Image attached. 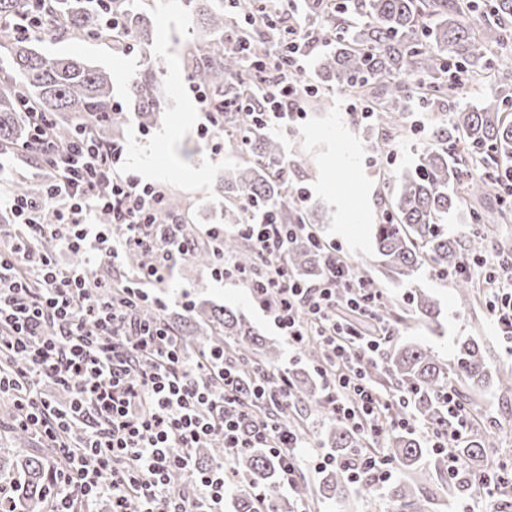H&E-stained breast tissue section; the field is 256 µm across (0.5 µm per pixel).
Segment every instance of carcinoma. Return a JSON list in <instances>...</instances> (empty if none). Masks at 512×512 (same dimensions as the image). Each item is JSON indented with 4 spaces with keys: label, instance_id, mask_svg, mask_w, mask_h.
Returning a JSON list of instances; mask_svg holds the SVG:
<instances>
[{
    "label": "carcinoma",
    "instance_id": "1",
    "mask_svg": "<svg viewBox=\"0 0 512 512\" xmlns=\"http://www.w3.org/2000/svg\"><path fill=\"white\" fill-rule=\"evenodd\" d=\"M0 0V151L16 154L32 139V126L25 115L27 107L50 116L52 137L66 142L90 125L96 138L110 142L120 138L126 122L125 112L112 111L110 75L91 65L70 58H46L13 27L16 17L39 16L38 28L61 31L74 40L91 37L112 38L104 19L107 9L115 7L123 28L136 41L150 44L151 22L143 12L129 9L127 0ZM210 7L198 13L202 35L185 53L189 78L206 89L218 103H228L224 112V132L249 136L243 159L212 185L213 195L224 199V223L244 222L243 208L231 203L238 197L248 199L256 213L272 212L278 224H304L306 216L289 189L288 167L280 138L257 124L253 110L257 98L242 81L234 80L252 65L268 63V43L243 31L236 46L228 49L215 41L224 32L228 16L247 19L262 10V17L278 25L272 4L258 0H236L224 15V0H208ZM310 19L322 24L334 47L320 60L323 82L342 88L368 103L376 112V124L369 127L372 149L383 151L389 143L403 139L406 114L413 100L409 81L417 76L426 83L418 93L421 104L435 113L449 111L433 129V142L418 154L413 170L403 174L397 190L388 201L386 220L376 225V247L382 274L392 281L408 282L418 270L431 266L435 272L454 277L459 305L474 304L479 283L472 274L460 272L469 259L485 256L486 237L471 231L464 237L448 232V215L461 212L472 224L508 219L501 209L492 214L468 207V201L487 199L497 178L505 175L512 161V0H307L302 5ZM498 73L501 87L497 95L481 107L461 106L464 84L448 78L461 72L472 81L483 80L488 71ZM165 71L152 62L129 82L128 105L150 123L161 120L167 111L164 95ZM491 168L495 176L487 178L472 172L462 158ZM42 180L14 183L12 193L31 198L44 195ZM167 215L181 227L187 241L201 238L195 225L183 218L189 210L185 200L170 194L164 197ZM290 270L314 280L327 270L326 252L316 238L303 230L285 243ZM235 257L238 266L257 265L253 249L237 232L224 240L209 241L196 247L189 260L206 269L214 268L216 254ZM414 317L432 332L444 328L437 301L424 291L409 295ZM397 306L379 301L377 320L395 322ZM168 325L179 338L184 359L203 363L213 351L229 348L238 376L240 392L248 397L262 370L279 371L280 352L274 344L259 338L250 324L231 310L211 303L200 304L183 320ZM300 355L325 366L322 347L304 343ZM384 373L395 381L401 403L393 406L396 414H407L422 422L447 442L448 452L438 454L425 448L421 440L405 430L386 435V457L395 464L398 477L390 483L386 497L393 512H432V498L420 480L430 474L436 486L450 499L466 501L481 494L475 475L488 470L487 449L494 447L492 436L472 430L455 432L442 403L449 390L474 391L486 386L492 374L485 348L473 338L457 339L453 360L440 361L432 349L417 343L392 338L384 357ZM292 400L317 403V389L310 379L286 374ZM260 415L299 429L300 422L290 415L289 407L270 409ZM31 431L11 424V442L7 454H0V485L10 487L0 496V512H49V499L57 487V470L62 468L58 449L47 454L26 448ZM321 443L334 452L340 465L322 473L316 485L299 479L293 490L295 503L308 510L321 506L344 508L353 488L349 469L360 464L361 448L366 441L348 422L330 416ZM458 461V471L448 476V456ZM53 463H48L47 457ZM195 460L211 467L225 456L224 443L214 438L210 447L194 450ZM232 468L242 481L229 486L233 512H258L255 490L267 489L268 509L286 512V503L276 492L278 474L275 464L263 448H246L234 455ZM505 477L503 490L489 512H512V472L508 463L499 464ZM357 492L365 501H374L373 478L358 483Z\"/></svg>",
    "mask_w": 512,
    "mask_h": 512
}]
</instances>
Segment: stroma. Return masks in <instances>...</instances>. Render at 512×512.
Masks as SVG:
<instances>
[{
    "mask_svg": "<svg viewBox=\"0 0 512 512\" xmlns=\"http://www.w3.org/2000/svg\"><path fill=\"white\" fill-rule=\"evenodd\" d=\"M134 4L146 10L152 22L150 46L124 50L102 39L74 41L60 33L37 34L35 45L43 56L77 58L105 70L112 79V97L121 102L127 99L130 78L142 69L146 59L163 67L167 112L161 122L147 125L137 112L127 111L122 135L129 145L126 163L144 180L183 197L190 205L188 220L204 232L216 223L211 187L225 170L239 163L240 154L232 137H225L217 152L202 140L200 126L205 118L186 89L188 75L183 66L185 51L194 42L199 25L193 22L183 0H134ZM321 55V50L312 52L300 82L318 86L320 95L332 99L333 108L318 111L316 99H309L296 132L282 139L283 151L292 162L289 183L307 191L304 207L312 215L313 231L323 243L340 247L345 258L370 273L385 297L402 300L410 292L423 290L439 302L447 318L444 335H434L410 318L400 324L401 336L427 344L444 361L452 358L455 337L471 336L486 345L495 369L512 371V346L503 340L485 304L467 311L460 309L452 280L439 279L426 267L407 283L391 281L379 272L374 227L383 220L398 176L412 168L420 149L431 143L435 113L409 112L407 134L393 143V158L377 154L366 146L365 131L347 112L339 89L322 85L317 66ZM356 214L362 217L356 232H343V222ZM185 293L191 299L223 305L241 314L267 341L279 347L281 369L308 372V365L289 350L269 314L236 278L218 280L210 270L182 260L173 270L165 295L167 309H180ZM470 408L478 418L479 430L498 433L497 454L512 459V393L492 389L472 394Z\"/></svg>",
    "mask_w": 512,
    "mask_h": 512,
    "instance_id": "stroma-1",
    "label": "stroma"
}]
</instances>
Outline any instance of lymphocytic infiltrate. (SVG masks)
<instances>
[{"label": "lymphocytic infiltrate", "mask_w": 512, "mask_h": 512, "mask_svg": "<svg viewBox=\"0 0 512 512\" xmlns=\"http://www.w3.org/2000/svg\"><path fill=\"white\" fill-rule=\"evenodd\" d=\"M326 43L315 29L297 24L284 25L281 38L272 39L271 67L250 71L265 126L287 130L302 112L311 89L295 76ZM50 130L47 117L36 116L32 139L39 167L49 176L45 196L0 193V211L8 218L0 231V352L16 359L10 370L0 369V394L13 397L20 425L47 442L65 431L74 436L72 446L62 449L70 467L54 512H72L77 497L104 496L111 498L112 512H223L228 468L199 470L191 454L215 435L231 455L266 449L278 463L280 487L293 488L303 461L301 435L248 408L252 401L289 403L288 383L272 392L256 385L251 401H244L223 356L212 357L206 369L191 368L172 330L139 318L148 289L163 287L176 260L191 253L164 232L162 190L123 167L124 143H101L86 127L78 139L59 144ZM103 182L109 193L100 191ZM104 213L110 223H100ZM239 232L259 257L277 258V265L250 273L231 270L221 258L217 271L235 273L289 348L310 339L323 343L334 368L324 381L334 414L370 439L391 427L415 429V419L387 416L392 397L355 370L379 354L388 331L362 333L342 314L374 320L380 291L364 288L333 251L325 279L301 282L282 261L284 228L266 218L249 215ZM46 237L78 254L79 262L65 266L41 251ZM135 250L150 252L155 261L125 276L122 305L114 307L100 295L95 273L103 265H121ZM89 317L99 324V338L84 332ZM49 384L68 387L71 400L55 403L45 391ZM179 473L193 478L197 495L188 498L175 489Z\"/></svg>", "instance_id": "1"}]
</instances>
